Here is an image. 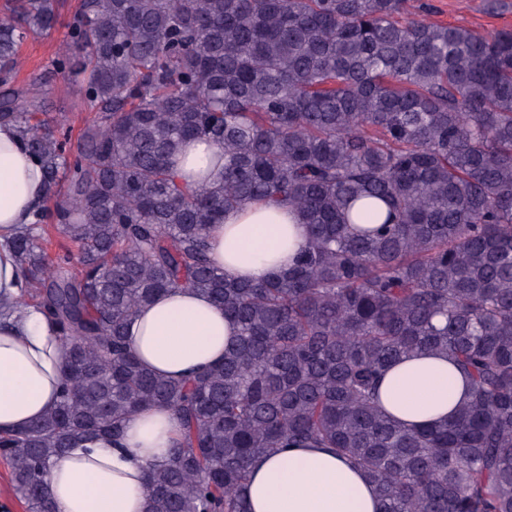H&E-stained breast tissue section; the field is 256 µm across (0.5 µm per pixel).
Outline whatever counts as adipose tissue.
I'll use <instances>...</instances> for the list:
<instances>
[{
	"label": "adipose tissue",
	"instance_id": "1",
	"mask_svg": "<svg viewBox=\"0 0 512 512\" xmlns=\"http://www.w3.org/2000/svg\"><path fill=\"white\" fill-rule=\"evenodd\" d=\"M40 167L13 127L0 126V432L18 430L56 403L65 351L43 312L17 306L19 269L9 247L43 202ZM306 228L288 206L257 200L212 231V262L235 280L288 270ZM236 329L203 294L182 288L143 308L129 342L155 373L177 377L222 360ZM471 385L446 356L417 353L392 364L380 387L385 412L408 427L446 420ZM180 434L170 409L148 407L126 425L121 447L102 443L55 457L47 484L56 512H146L144 466L165 457ZM246 496L252 512H381L374 483L328 448H284L259 459Z\"/></svg>",
	"mask_w": 512,
	"mask_h": 512
}]
</instances>
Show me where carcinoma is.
Segmentation results:
<instances>
[{
    "label": "carcinoma",
    "mask_w": 512,
    "mask_h": 512,
    "mask_svg": "<svg viewBox=\"0 0 512 512\" xmlns=\"http://www.w3.org/2000/svg\"><path fill=\"white\" fill-rule=\"evenodd\" d=\"M59 0L0 5V123L43 171L44 200L10 241L20 303L66 348L58 401L0 434L26 512H55L46 477L144 406L182 427L145 466L147 512H251L253 460L332 448L375 484L382 512H512V31L427 21L407 0H80L54 61L90 113L77 149L20 50ZM224 171L193 187L172 166L195 140ZM308 228L287 271L224 277L209 230L251 201ZM78 249L51 259L47 230ZM190 288L238 327L222 363L168 378L127 327ZM444 353L472 393L448 421L407 429L379 378Z\"/></svg>",
    "instance_id": "carcinoma-1"
}]
</instances>
